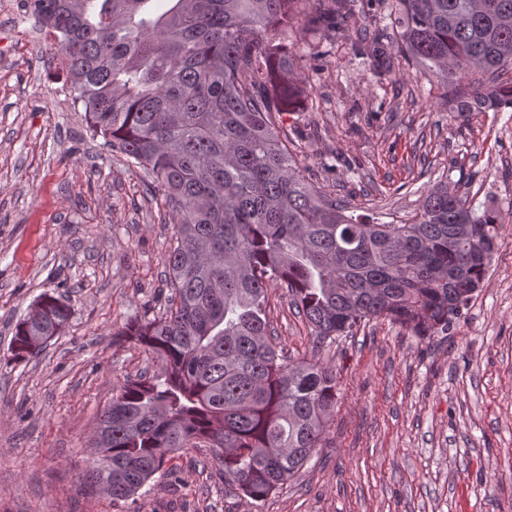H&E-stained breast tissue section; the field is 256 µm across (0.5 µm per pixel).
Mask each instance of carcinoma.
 <instances>
[{
  "mask_svg": "<svg viewBox=\"0 0 512 512\" xmlns=\"http://www.w3.org/2000/svg\"><path fill=\"white\" fill-rule=\"evenodd\" d=\"M22 0L52 36L89 129L152 174L173 230L165 315L115 332L162 363L127 380L99 417L85 481L127 500L168 454L208 448L224 484L258 502L323 447L336 374L279 356L268 289L287 288L314 345L380 318L419 338L445 334L483 285L501 211L434 186L404 224H378L303 176L281 125L299 89L276 35L302 19L342 34L350 0L301 13L303 0ZM397 44L458 98V111L512 107V0H395ZM361 55L374 70L383 41ZM491 76L461 87L462 75ZM72 306L46 293L15 322L10 353L61 335Z\"/></svg>",
  "mask_w": 512,
  "mask_h": 512,
  "instance_id": "1",
  "label": "carcinoma"
}]
</instances>
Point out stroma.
<instances>
[{
	"mask_svg": "<svg viewBox=\"0 0 512 512\" xmlns=\"http://www.w3.org/2000/svg\"><path fill=\"white\" fill-rule=\"evenodd\" d=\"M20 3L0 0V512H512V108L457 114L398 51L391 0H354L346 36L289 27L302 94L283 129L307 179L378 223L410 219L442 179L502 211L484 287L447 334L381 319L322 347L337 376L328 445L265 501L193 450L125 502L85 482L99 414L126 379L162 372L117 331L164 312L172 233L145 170L59 97L58 47L31 39ZM359 33L384 39L383 71ZM47 291L70 299V324L13 363L11 329ZM267 313L280 355L313 354L285 289Z\"/></svg>",
	"mask_w": 512,
	"mask_h": 512,
	"instance_id": "35a3bbf8",
	"label": "stroma"
}]
</instances>
